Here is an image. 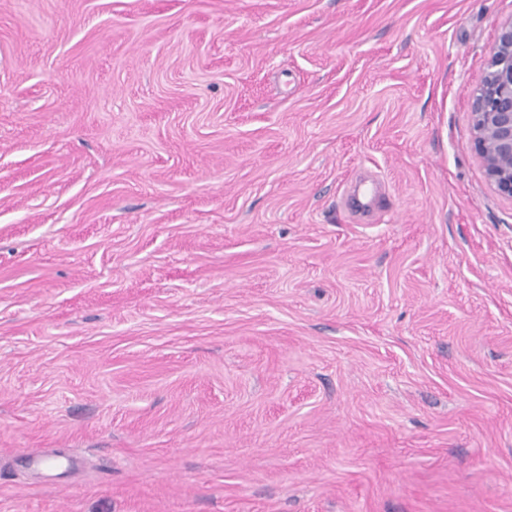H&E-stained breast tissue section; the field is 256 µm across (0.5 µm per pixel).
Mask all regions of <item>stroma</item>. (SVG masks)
<instances>
[{"label": "stroma", "mask_w": 512, "mask_h": 512, "mask_svg": "<svg viewBox=\"0 0 512 512\" xmlns=\"http://www.w3.org/2000/svg\"><path fill=\"white\" fill-rule=\"evenodd\" d=\"M512 0H0V512H512ZM475 148L489 184L512 199V19L503 22L480 86L471 95Z\"/></svg>", "instance_id": "35a3bbf8"}]
</instances>
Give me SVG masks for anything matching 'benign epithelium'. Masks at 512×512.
Returning a JSON list of instances; mask_svg holds the SVG:
<instances>
[{"instance_id":"benign-epithelium-1","label":"benign epithelium","mask_w":512,"mask_h":512,"mask_svg":"<svg viewBox=\"0 0 512 512\" xmlns=\"http://www.w3.org/2000/svg\"><path fill=\"white\" fill-rule=\"evenodd\" d=\"M475 148L493 189L512 198V19L501 24L480 86L471 95Z\"/></svg>"}]
</instances>
